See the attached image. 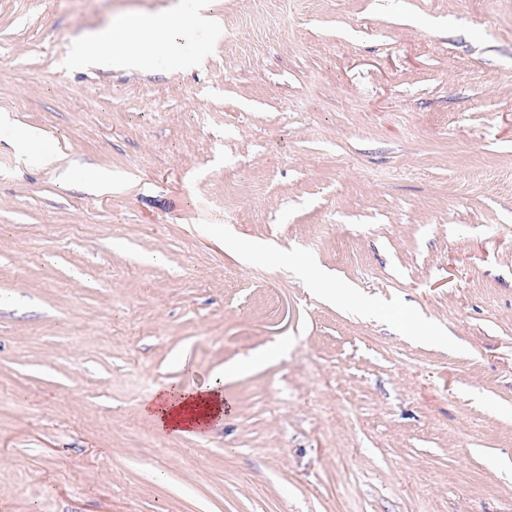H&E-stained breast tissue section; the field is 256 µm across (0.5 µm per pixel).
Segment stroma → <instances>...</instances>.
<instances>
[{
	"label": "stroma",
	"mask_w": 512,
	"mask_h": 512,
	"mask_svg": "<svg viewBox=\"0 0 512 512\" xmlns=\"http://www.w3.org/2000/svg\"><path fill=\"white\" fill-rule=\"evenodd\" d=\"M194 2L0 0V512H512V0ZM211 1L197 0L194 10L187 16L184 26L190 30L218 32L222 29L220 19L211 11ZM167 24L156 16L124 15L112 26L72 39L73 55L81 57L85 49H93L90 64L103 69H137L162 48L171 46L163 35ZM223 377L196 389L165 386L141 405L156 427L165 433L192 437L203 432L212 421L224 418Z\"/></svg>",
	"instance_id": "1"
}]
</instances>
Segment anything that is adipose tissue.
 Here are the masks:
<instances>
[{"mask_svg": "<svg viewBox=\"0 0 512 512\" xmlns=\"http://www.w3.org/2000/svg\"><path fill=\"white\" fill-rule=\"evenodd\" d=\"M162 18L124 15L111 27L73 38L74 56L92 49V64L103 69H136L168 47ZM226 404L222 380L196 389L166 386L158 389L141 406L156 427L165 433L192 437L203 432L212 421L223 419Z\"/></svg>", "mask_w": 512, "mask_h": 512, "instance_id": "adipose-tissue-1", "label": "adipose tissue"}]
</instances>
